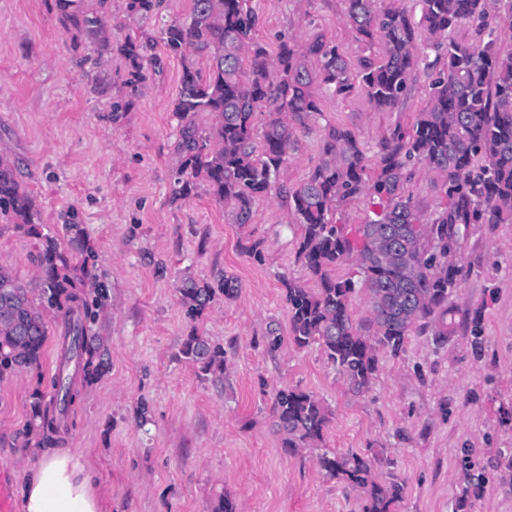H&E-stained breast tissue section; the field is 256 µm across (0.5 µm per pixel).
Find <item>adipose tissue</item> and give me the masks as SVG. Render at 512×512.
I'll use <instances>...</instances> for the list:
<instances>
[{"mask_svg":"<svg viewBox=\"0 0 512 512\" xmlns=\"http://www.w3.org/2000/svg\"><path fill=\"white\" fill-rule=\"evenodd\" d=\"M24 470L22 512H103L93 476L68 450L39 448Z\"/></svg>","mask_w":512,"mask_h":512,"instance_id":"1","label":"adipose tissue"}]
</instances>
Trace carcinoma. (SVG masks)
<instances>
[{"instance_id": "obj_1", "label": "carcinoma", "mask_w": 512, "mask_h": 512, "mask_svg": "<svg viewBox=\"0 0 512 512\" xmlns=\"http://www.w3.org/2000/svg\"><path fill=\"white\" fill-rule=\"evenodd\" d=\"M63 27L78 37L98 39L103 19L83 8V0H47ZM163 0H127L131 16L147 21L158 15ZM345 20L360 35L369 54L357 66L325 35L304 43L283 39L276 54L254 40L258 15L251 0H191L186 19H175L160 31L164 55L143 54V36L117 43L129 68L124 95L112 97V122L128 111L146 78L145 66L156 70L163 57L183 61V74L173 112L179 121L177 150L181 162L172 195L189 196L198 183L224 203L234 224L251 223L256 202L272 194L288 200L301 226L298 256L317 280L308 288L285 282L289 332L299 348L318 346L333 368L357 391L369 387L377 371V350L401 352L412 333L434 328L448 340L454 306L449 294L459 287L463 268L457 250L473 224H512V53L502 54L488 23L491 0H419L420 18L381 7L379 0H345ZM469 23L473 37L458 41L451 34ZM442 48L443 62L431 81L428 102L410 131L396 128L382 138L376 177L363 179L366 155L352 130L328 128L320 164L298 185L279 182L296 126L320 111L313 85L321 82L332 94L348 97L361 90L380 110L393 109L409 95L422 61L419 33ZM266 108L261 132L254 117ZM214 117L207 129L197 116ZM437 175L440 209L423 217L405 185L414 166ZM364 195L375 207L374 218L350 237L336 218L337 206ZM0 217L27 235L42 240L35 262L39 276L24 283L0 266V382L41 363L49 339L48 314L61 316L65 353L80 341L83 379L97 378L103 367L88 336L89 303L83 286L94 260L77 224L66 225L67 245L40 231L32 194L19 179L17 166L0 153ZM354 258L360 279H341L336 266ZM368 293L370 318L363 329L351 312L358 286ZM239 282L226 274L214 282L183 276L177 282L181 304L198 317L217 301L238 295ZM181 356L203 372L224 366V349L196 333L184 340ZM69 408L44 402L36 390L31 419L22 433L41 435L40 448L54 441ZM272 413L282 447L314 448L330 424L328 409L312 392L298 387L278 389ZM318 468L347 481L367 495L364 512H391L404 486L392 476L379 482L371 460L357 454L325 452Z\"/></svg>"}]
</instances>
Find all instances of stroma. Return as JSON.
<instances>
[{
  "instance_id": "stroma-1",
  "label": "stroma",
  "mask_w": 512,
  "mask_h": 512,
  "mask_svg": "<svg viewBox=\"0 0 512 512\" xmlns=\"http://www.w3.org/2000/svg\"><path fill=\"white\" fill-rule=\"evenodd\" d=\"M102 9L106 42L73 38L46 0H0V152L17 161L44 232L81 225L96 254L91 329L104 346L105 371L79 385L62 448L96 476L104 512H213L231 498L237 512H362V489L327 477L320 451L374 460L375 476L405 485L394 512H512V224H475L462 241L464 277L454 292V334L436 342L413 333L404 352L377 354L369 388L353 392L317 347L288 340L283 279L317 282L296 257L300 231L287 201L257 202L251 223H231L223 205L197 190L172 198L179 165L173 112L179 58L147 73L135 105L113 121L111 89L127 76L116 50L125 33L158 35L185 18L190 0H164L139 23L126 0H84ZM258 40L276 53L279 35L332 39L349 61L362 44L346 22L345 0H254ZM396 108L380 111L363 92L332 96L315 86L321 112L297 127L281 173L294 186L321 160L325 128L352 129L376 173L381 138L411 126L427 103L436 52ZM110 91L98 93L99 83ZM263 243L264 261L244 252ZM38 238L0 219V266L35 281ZM238 278L231 301L201 319L186 317L176 280ZM285 339L268 354L263 336ZM224 348V367L203 374L179 354L190 331ZM60 324L39 368L0 382V473L20 485L33 446L20 432L34 390H48L58 368ZM313 392L332 412L320 448L285 451L274 424L275 390Z\"/></svg>"
}]
</instances>
